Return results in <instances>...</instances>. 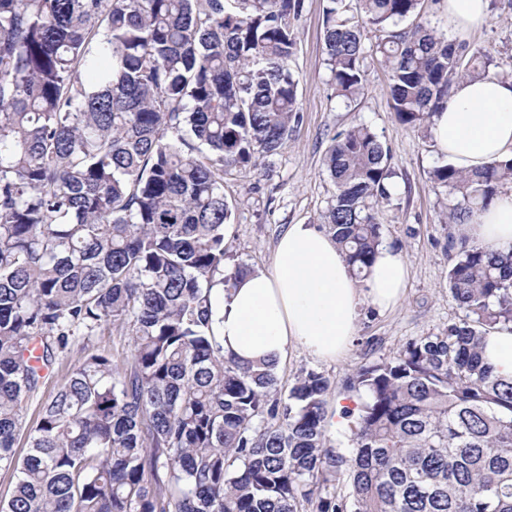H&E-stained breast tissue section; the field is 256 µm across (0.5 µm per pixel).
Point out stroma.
<instances>
[{
	"mask_svg": "<svg viewBox=\"0 0 512 512\" xmlns=\"http://www.w3.org/2000/svg\"><path fill=\"white\" fill-rule=\"evenodd\" d=\"M325 6L326 0H304L300 17L291 22L297 46L288 66L298 81L299 125L275 154L261 158L257 169L224 178V196L234 206L224 273L233 275L239 265L269 268L277 239L288 225L322 226L335 193L324 166L333 138L361 122L374 129L398 174L397 195L379 210L378 222L383 243L399 250L407 265L404 299L387 311L361 304L356 336L344 357L326 362L299 349L277 370L285 389L304 371H316L329 380L327 434L332 446L345 452L349 441L340 425L337 403L347 393V376L358 365L392 357L411 339L446 328L463 312L448 290L444 247L449 229L441 220L446 195L430 179L432 169L446 159L438 153L431 134L397 121L384 66L371 65L356 100L337 98L326 65ZM468 44L473 50L490 51L499 68H512V8L507 0H495L488 22L469 37ZM85 351L120 361L129 351L128 340L107 330L93 337L86 349L62 355L37 397L25 404V431L37 422L39 401L53 394ZM25 431L15 443L21 455L28 450Z\"/></svg>",
	"mask_w": 512,
	"mask_h": 512,
	"instance_id": "obj_1",
	"label": "stroma"
}]
</instances>
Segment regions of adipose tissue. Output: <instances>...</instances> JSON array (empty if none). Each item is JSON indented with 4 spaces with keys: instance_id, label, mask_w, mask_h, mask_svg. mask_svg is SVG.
Segmentation results:
<instances>
[{
    "instance_id": "adipose-tissue-1",
    "label": "adipose tissue",
    "mask_w": 512,
    "mask_h": 512,
    "mask_svg": "<svg viewBox=\"0 0 512 512\" xmlns=\"http://www.w3.org/2000/svg\"><path fill=\"white\" fill-rule=\"evenodd\" d=\"M448 32L462 41L489 18V0H443ZM439 151L459 169L512 157V79H465L453 85L446 109L431 118ZM458 231L493 249L512 247V187L503 189L475 223ZM407 267L399 252L380 245L364 280H357L331 236L310 224H291L273 263L237 277L210 294L216 336L224 354L242 362L282 364L301 349L333 361L350 348L361 302L386 310L404 295Z\"/></svg>"
}]
</instances>
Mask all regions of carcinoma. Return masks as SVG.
<instances>
[{
    "instance_id": "1",
    "label": "carcinoma",
    "mask_w": 512,
    "mask_h": 512,
    "mask_svg": "<svg viewBox=\"0 0 512 512\" xmlns=\"http://www.w3.org/2000/svg\"><path fill=\"white\" fill-rule=\"evenodd\" d=\"M336 96L361 93L368 53L400 124L426 129L465 78L512 79L439 34L422 0H326ZM304 0H0V512H512V379L481 357L512 328V248L450 240L463 316L355 368L342 411L353 450L326 436L329 380L283 394L273 363L224 357V172L257 167L301 120L289 18ZM410 25L398 30V23ZM380 38L367 51L365 33ZM324 164L328 232L358 276L381 244L394 172L358 124ZM444 220L469 224L512 158L436 166ZM131 338L122 364L87 354L24 402L76 337ZM80 347L81 343H77L72 348L71 353L62 354L60 360L57 361L54 367L53 373L45 378L37 397L25 403L23 428L15 443V449L19 455H24L28 450L27 432L31 427L36 425L38 419V402L48 399V397L53 394L70 366L83 355V352L80 351Z\"/></svg>"
}]
</instances>
